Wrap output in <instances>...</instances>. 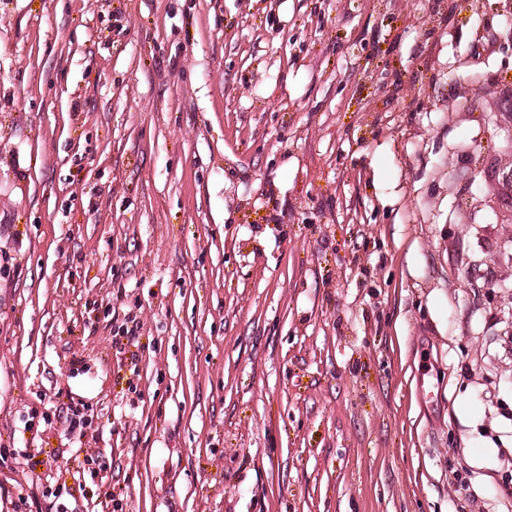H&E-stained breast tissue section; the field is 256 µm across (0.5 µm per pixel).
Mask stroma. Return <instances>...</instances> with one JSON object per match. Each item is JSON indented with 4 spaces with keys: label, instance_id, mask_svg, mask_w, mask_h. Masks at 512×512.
Segmentation results:
<instances>
[{
    "label": "stroma",
    "instance_id": "35a3bbf8",
    "mask_svg": "<svg viewBox=\"0 0 512 512\" xmlns=\"http://www.w3.org/2000/svg\"><path fill=\"white\" fill-rule=\"evenodd\" d=\"M502 168L512 0H0V512H512Z\"/></svg>",
    "mask_w": 512,
    "mask_h": 512
}]
</instances>
